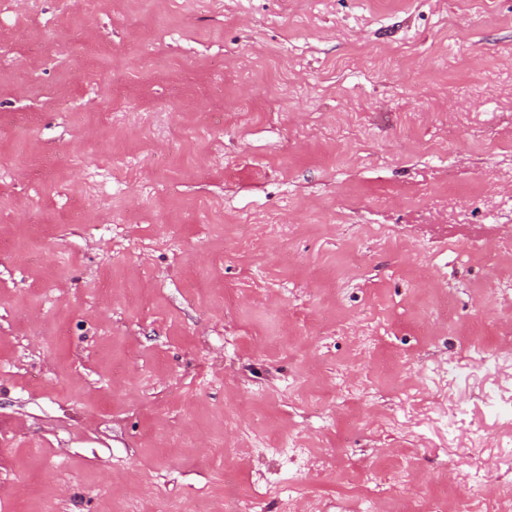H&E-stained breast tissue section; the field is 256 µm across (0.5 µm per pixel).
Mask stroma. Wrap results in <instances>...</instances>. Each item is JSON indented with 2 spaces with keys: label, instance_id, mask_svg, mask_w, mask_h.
<instances>
[{
  "label": "stroma",
  "instance_id": "35a3bbf8",
  "mask_svg": "<svg viewBox=\"0 0 512 512\" xmlns=\"http://www.w3.org/2000/svg\"><path fill=\"white\" fill-rule=\"evenodd\" d=\"M509 336L512 0H0V512H480Z\"/></svg>",
  "mask_w": 512,
  "mask_h": 512
}]
</instances>
